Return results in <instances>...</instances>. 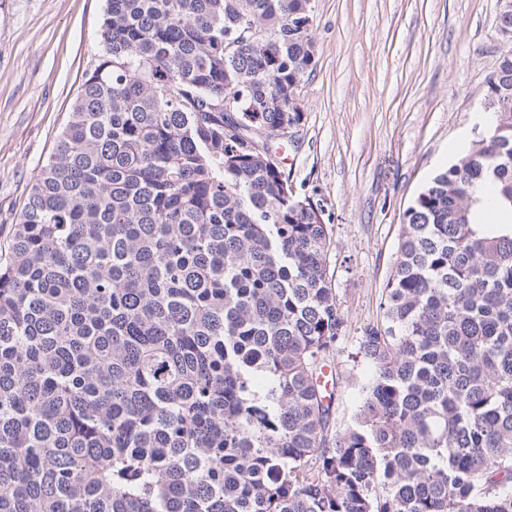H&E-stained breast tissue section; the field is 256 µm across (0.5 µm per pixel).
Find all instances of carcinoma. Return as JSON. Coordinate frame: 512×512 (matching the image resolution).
Here are the masks:
<instances>
[{
    "label": "carcinoma",
    "mask_w": 512,
    "mask_h": 512,
    "mask_svg": "<svg viewBox=\"0 0 512 512\" xmlns=\"http://www.w3.org/2000/svg\"><path fill=\"white\" fill-rule=\"evenodd\" d=\"M308 2L106 0L0 261V512H512V51L405 211L341 428L328 224L268 157Z\"/></svg>",
    "instance_id": "carcinoma-1"
}]
</instances>
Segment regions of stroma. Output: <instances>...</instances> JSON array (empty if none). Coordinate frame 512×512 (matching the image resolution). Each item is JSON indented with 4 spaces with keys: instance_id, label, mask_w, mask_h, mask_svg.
Instances as JSON below:
<instances>
[{
    "instance_id": "1",
    "label": "stroma",
    "mask_w": 512,
    "mask_h": 512,
    "mask_svg": "<svg viewBox=\"0 0 512 512\" xmlns=\"http://www.w3.org/2000/svg\"><path fill=\"white\" fill-rule=\"evenodd\" d=\"M105 0H0V254L34 176L98 64ZM500 0H315L304 120L277 155L293 194L320 202L345 318L338 423L371 369L352 359L382 318L404 213L484 127L487 82L512 49Z\"/></svg>"
}]
</instances>
